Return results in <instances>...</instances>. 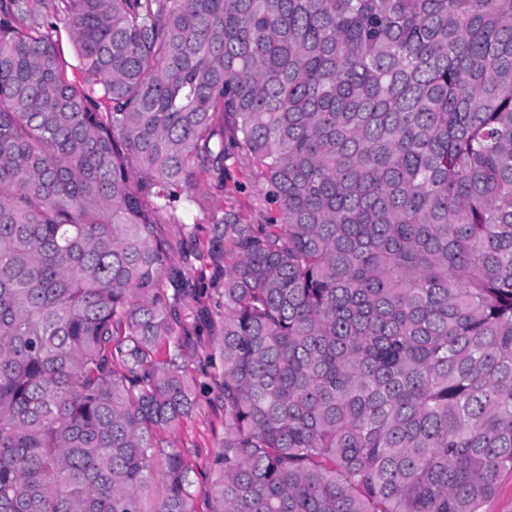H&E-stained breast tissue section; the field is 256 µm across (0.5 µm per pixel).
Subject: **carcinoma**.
Masks as SVG:
<instances>
[{
  "label": "carcinoma",
  "mask_w": 512,
  "mask_h": 512,
  "mask_svg": "<svg viewBox=\"0 0 512 512\" xmlns=\"http://www.w3.org/2000/svg\"><path fill=\"white\" fill-rule=\"evenodd\" d=\"M243 163L212 512H485L512 0H0V512H196L179 214ZM234 177L244 186V190L239 194V202L244 206L248 207L257 202L259 185L254 179L253 173L248 166L237 167L234 173Z\"/></svg>",
  "instance_id": "carcinoma-1"
}]
</instances>
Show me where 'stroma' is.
<instances>
[{
  "label": "stroma",
  "mask_w": 512,
  "mask_h": 512,
  "mask_svg": "<svg viewBox=\"0 0 512 512\" xmlns=\"http://www.w3.org/2000/svg\"><path fill=\"white\" fill-rule=\"evenodd\" d=\"M220 194L218 187H210L184 218L185 223L196 227L189 248L197 255L193 271L202 286L197 299L188 301L181 309V319L193 334L194 350L187 367L197 382V403L176 432L174 441L197 473L195 497L198 512H207L212 505L209 495L210 481L214 477L213 454L224 436V412L217 400L215 384L220 371L218 346L224 317V273L216 269L207 257L211 241L209 219Z\"/></svg>",
  "instance_id": "obj_1"
}]
</instances>
